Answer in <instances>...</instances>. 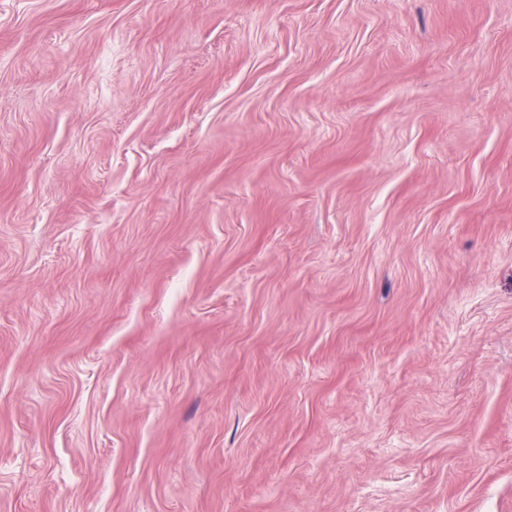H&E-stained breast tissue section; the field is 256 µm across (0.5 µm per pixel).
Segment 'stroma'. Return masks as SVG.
I'll list each match as a JSON object with an SVG mask.
<instances>
[{
    "mask_svg": "<svg viewBox=\"0 0 512 512\" xmlns=\"http://www.w3.org/2000/svg\"><path fill=\"white\" fill-rule=\"evenodd\" d=\"M0 512H512V0H0Z\"/></svg>",
    "mask_w": 512,
    "mask_h": 512,
    "instance_id": "stroma-1",
    "label": "stroma"
}]
</instances>
